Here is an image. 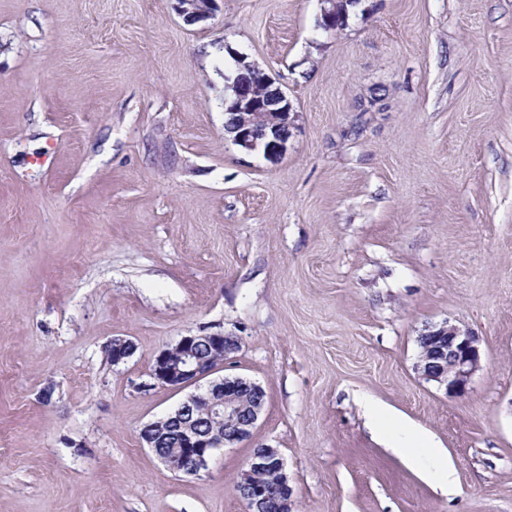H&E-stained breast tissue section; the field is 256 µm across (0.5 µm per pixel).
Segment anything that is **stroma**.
I'll use <instances>...</instances> for the list:
<instances>
[{
    "mask_svg": "<svg viewBox=\"0 0 512 512\" xmlns=\"http://www.w3.org/2000/svg\"><path fill=\"white\" fill-rule=\"evenodd\" d=\"M0 0V512H246L254 448L292 512H512V0ZM295 112L279 157L224 135L239 61ZM451 319L482 368L415 370ZM221 331L249 440L170 470L141 437L189 389L160 350ZM115 337L126 363L104 356ZM430 435L439 486L367 425ZM180 14L187 22L195 23L208 19L216 0H177ZM323 7L321 8L320 26L328 32L343 30L347 26L348 20V1L358 0H319ZM426 346L415 370L448 395L463 393L481 368V338L450 319L428 326L418 337ZM263 468H274L279 472L284 490V510L289 511L291 509L292 491L288 485V477L284 472V462L279 450L271 447H261L256 454L251 455L247 463V469L242 474L239 483V494L246 505V511L256 512L254 509L263 504L261 503L263 491L260 487L262 486L268 496V501L263 511L282 512L279 506L280 489L278 476L273 469L261 470ZM254 476L256 483L260 486L254 482ZM249 506L252 507L249 508Z\"/></svg>",
    "mask_w": 512,
    "mask_h": 512,
    "instance_id": "obj_1",
    "label": "stroma"
}]
</instances>
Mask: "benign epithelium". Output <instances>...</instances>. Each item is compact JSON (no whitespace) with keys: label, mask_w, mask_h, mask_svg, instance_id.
<instances>
[{"label":"benign epithelium","mask_w":512,"mask_h":512,"mask_svg":"<svg viewBox=\"0 0 512 512\" xmlns=\"http://www.w3.org/2000/svg\"><path fill=\"white\" fill-rule=\"evenodd\" d=\"M216 0H178L180 14L188 22L208 19ZM320 26L327 32L342 30L347 26L348 0H320ZM233 98L224 100V132L235 144L251 150H261L267 156L283 152L291 136L293 106L287 93L275 78L254 64L239 61L237 76L232 85ZM215 354L207 360L195 356L192 347L196 336H183L178 343L161 350L155 357L151 378L155 383L172 389H182L207 381V388L190 395L174 411L187 414L197 406L206 404L209 411L224 414V433H199L187 421L183 424L184 453L160 454L158 458L173 471L192 475L206 468L210 458L219 449L233 445L251 436L262 411L261 404L252 408L247 422L239 418L240 406L234 391L248 388L255 393L261 386L243 376L214 377L224 368V361L240 348V339L226 340L222 332L207 333ZM426 346L420 351L415 370L420 376L445 390L448 395L463 393L474 375L481 368V338L471 329L446 320L434 324L418 336ZM112 354V365L125 362L131 355V342L115 337L107 344ZM263 468L276 469L284 490V510L291 509L292 491L284 472V462L278 449L263 447L250 456L247 469L239 483L240 497L246 512H255L261 506L263 491L254 482L255 473Z\"/></svg>","instance_id":"1"}]
</instances>
